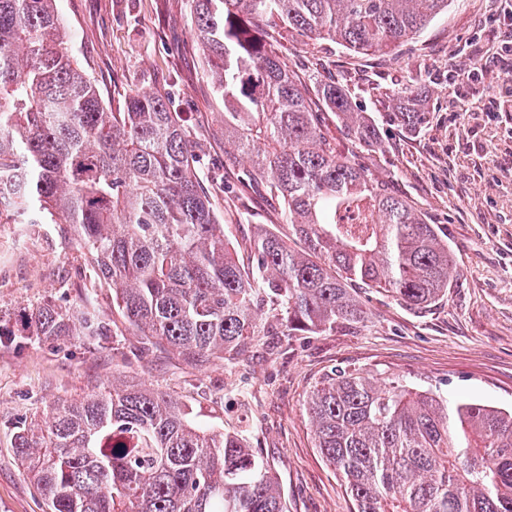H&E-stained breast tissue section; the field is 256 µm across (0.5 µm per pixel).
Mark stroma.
<instances>
[{"instance_id": "stroma-1", "label": "stroma", "mask_w": 512, "mask_h": 512, "mask_svg": "<svg viewBox=\"0 0 512 512\" xmlns=\"http://www.w3.org/2000/svg\"><path fill=\"white\" fill-rule=\"evenodd\" d=\"M64 45L94 77L107 107L133 91H162L188 125L205 186L250 267L258 229L287 233L284 212L262 185L224 163V122L203 70L188 0H58ZM503 0H452L414 39L357 55L297 33L278 38L283 59L308 89L333 82L354 111L374 116L378 144L357 146L335 115L326 135L373 176L413 201L448 243L453 284L431 307L410 309L388 293L352 292L361 322L302 336H264L232 362L201 363L145 349L112 311L109 290L80 277L68 234L50 224L0 220V319L50 301L88 308L112 335L0 341V512H46L17 461L14 436L56 400L126 380L166 391L193 422L240 435L267 458L288 512H353L336 472L314 446L306 400L326 374L357 370L381 380L465 394L512 408V60L502 50ZM486 70L471 79L476 62ZM415 96L427 122L408 131L392 99Z\"/></svg>"}]
</instances>
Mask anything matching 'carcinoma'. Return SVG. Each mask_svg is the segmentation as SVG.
I'll use <instances>...</instances> for the list:
<instances>
[{"mask_svg":"<svg viewBox=\"0 0 512 512\" xmlns=\"http://www.w3.org/2000/svg\"><path fill=\"white\" fill-rule=\"evenodd\" d=\"M452 0H190L224 156L280 201L290 234L261 229L240 266L198 171L186 119L158 91L106 109L62 47L56 0H0V215L71 233L93 285L146 340L195 359L232 361L259 335L352 325L348 283L421 309L451 285L454 258L405 198L342 155L325 109L350 140L377 144L376 120L345 89L315 107L273 35L282 29L355 53L422 32ZM397 117L425 122L415 104ZM299 241V250L291 241ZM25 336L107 335L95 312L29 311ZM315 447L354 512H512V410L450 401L359 371L311 392ZM14 454L49 512H287L270 464L236 433L196 426L167 393L114 385L23 423Z\"/></svg>","mask_w":512,"mask_h":512,"instance_id":"carcinoma-1","label":"carcinoma"}]
</instances>
